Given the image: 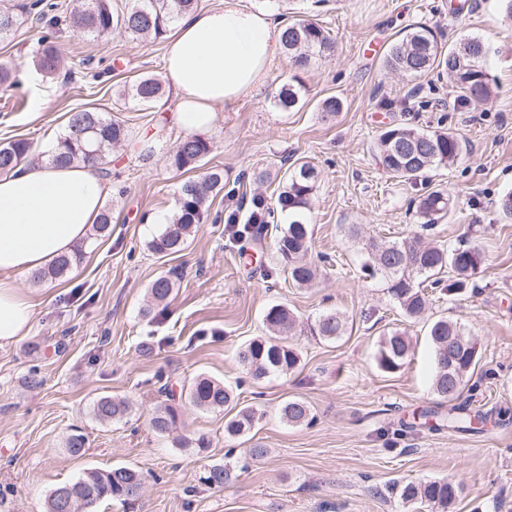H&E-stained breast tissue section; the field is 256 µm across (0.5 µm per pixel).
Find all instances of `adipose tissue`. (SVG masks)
Listing matches in <instances>:
<instances>
[{"label": "adipose tissue", "instance_id": "obj_1", "mask_svg": "<svg viewBox=\"0 0 512 512\" xmlns=\"http://www.w3.org/2000/svg\"><path fill=\"white\" fill-rule=\"evenodd\" d=\"M283 24L269 13L227 6L185 15L164 71L187 135L209 129L218 110L236 111L269 77ZM109 186L94 163L20 164L0 175V345L26 336L35 305L15 278L46 267L86 238Z\"/></svg>", "mask_w": 512, "mask_h": 512}]
</instances>
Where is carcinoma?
Instances as JSON below:
<instances>
[{
    "label": "carcinoma",
    "mask_w": 512,
    "mask_h": 512,
    "mask_svg": "<svg viewBox=\"0 0 512 512\" xmlns=\"http://www.w3.org/2000/svg\"><path fill=\"white\" fill-rule=\"evenodd\" d=\"M42 0H34L29 10H38L41 20L56 29L71 26L79 32L104 33L119 25L134 37H163L170 27L184 15L193 11L195 0H135L134 6L115 16L112 0H75L77 5L70 15H48L53 6L40 8ZM17 23L16 15L7 6L0 7V37L11 34ZM284 51L294 68L310 64L312 57L331 48L330 34L318 24L300 20L285 24L282 35ZM489 47L477 37H467L448 51L438 42L435 33L416 26L401 41L391 46L384 63L393 71L411 77H422L435 69L446 72L456 86L476 99L490 97V78L485 69ZM36 67L45 75H53L60 68L57 47L47 34L41 38ZM162 94V82L155 76H142L129 86L127 96L141 106L150 108ZM277 107L284 111L297 107L301 93L290 84L282 85L274 96ZM124 144L142 156L152 152L149 142L133 135L129 123L119 116L109 117L94 110H80L70 115L67 130L49 154L57 163L70 164L94 160L103 164L112 146ZM212 148L211 141L202 135L180 139L172 154L171 163L177 170L189 171L200 166ZM33 152L30 142L12 140L0 145V175L12 172ZM462 153L459 137L444 129L424 130L408 123H396L382 128L374 142V155L383 171L406 180H417L430 170L446 167ZM318 174L308 162L297 163L286 172L284 184L274 204L269 205L262 196L253 198L255 214L261 224L269 223L271 215L281 213L288 224L276 237L274 248L280 261L288 268V275L299 285H308L316 278L317 269L308 260L311 250V232L306 213L311 209ZM224 189L223 174L215 169L201 182L184 181L178 191L177 211L170 222L150 242V248L159 254L180 252L190 237L208 218L209 195ZM451 197L442 189H430L416 202V217L420 227L428 231L438 219L448 214ZM78 255L58 257L46 270L32 273L36 282L66 276ZM360 269L369 278L383 283L403 315L409 319L421 317L429 306L428 289L441 285V274L448 269L446 290L459 293L469 287L481 272L483 256L480 250L461 243L445 248L423 240L415 232L394 241L368 239L360 248ZM176 282L168 275L156 277L148 288L153 308L165 305L175 292ZM263 321L270 331L266 337L254 338L239 347L236 357L255 380L273 374H286L299 364V356L286 341L294 324L292 314L283 305L268 307ZM346 320L337 313L322 315L313 326V333L325 340H336L344 335ZM427 336L434 350L435 372L432 377L434 394L451 403L448 427L467 431L474 425H483L486 416L468 412V406L456 403L464 389L475 391L478 385L469 384L468 375L478 362L477 343L463 328L445 317L433 320ZM411 340L406 333L392 331L383 337L377 357L378 366L385 372L400 369L410 355ZM180 397L191 406L203 410H222L235 401L234 391L224 381L199 375ZM129 407L122 399L112 395L99 397L93 404L92 414L100 421H112L128 414ZM283 420L292 425H308L313 420L309 406L291 399L281 407ZM179 406L170 403L158 407L150 423L158 434H166L176 425ZM259 420L257 410L243 406L224 421V437L235 439L249 432ZM233 473L228 464H215L201 481L211 488H221L231 481ZM143 487V475L130 467L111 470H88L76 480L53 488L46 500V512H76L83 506L85 512H98L101 503L120 499L135 501ZM459 490H451L448 480L436 479L424 483H407L400 489V498L410 506H431L441 512L456 501Z\"/></svg>",
    "instance_id": "carcinoma-1"
}]
</instances>
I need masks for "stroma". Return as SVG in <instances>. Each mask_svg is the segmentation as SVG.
<instances>
[{"label": "stroma", "mask_w": 512, "mask_h": 512, "mask_svg": "<svg viewBox=\"0 0 512 512\" xmlns=\"http://www.w3.org/2000/svg\"><path fill=\"white\" fill-rule=\"evenodd\" d=\"M21 6L18 27L0 39V65L18 84L15 97L0 96V144L24 138L45 154L65 131L70 113L94 108L110 113L124 85L142 75H163L166 38L140 39L121 29L97 35L69 28L55 41L66 66L46 77L34 65L45 29ZM234 0L236 6L280 18L307 19L327 30L332 51L293 69L287 56L274 63L265 84L234 112H217L205 136L212 150L203 167L182 174L169 156L181 130L173 123L171 92L149 110L135 102L124 115L135 133L153 139L150 158L114 147L105 204L112 231L87 241L69 274L21 282L34 304L27 336L0 346V512H44L55 486L89 469L128 466L145 483L132 503L105 502L100 512H410L399 496L408 483L446 478L460 487L449 512H512V221L498 201L512 193V19L501 0ZM425 26L442 45L478 37L490 46L485 67L494 94L476 102L448 75L415 79L389 70L384 57L409 28ZM300 88L302 106L283 111L274 103L282 83ZM337 97L343 109L322 120L318 104ZM430 108L404 111L407 102ZM426 130L444 126L462 141L460 158L431 171L427 180L391 177L377 164L373 142L391 122ZM309 162L320 173L308 222L311 258L319 268L314 285L289 279L274 249L275 230L260 243L239 244L225 228L228 216L271 197L286 167ZM217 168L224 189L209 200V217L184 251L160 255L149 243L161 230L158 216H172L184 177L203 178ZM265 173L255 181V173ZM441 186L453 195L448 217L428 236L445 246H478L482 271L465 293L434 292L419 319L405 318L382 284L365 279L357 242L344 227L356 224L363 238L394 240L418 222L411 202ZM171 274L174 296L146 312V289L160 273ZM281 304L296 319L287 340L300 363L290 373L251 380L236 360L237 349L265 335L263 314ZM347 319L344 336L326 341L310 328L323 314ZM445 316L477 342L479 362L470 374L484 391L476 395L489 418L478 434L436 431L449 405L431 389L433 349L427 326ZM406 332L412 353L396 372L377 364L379 340ZM41 388L26 384L31 371ZM206 374L231 386L238 402L257 409L254 429L224 437V414L182 404L175 428L156 434L149 425L166 391ZM103 395L125 399L119 421L92 415ZM305 401L311 424L282 420V405ZM86 438L82 456L65 446L73 431ZM205 438L196 453L183 439ZM262 444L266 456L251 457ZM231 464L234 478L219 489L200 482L204 468Z\"/></svg>", "instance_id": "stroma-1"}]
</instances>
